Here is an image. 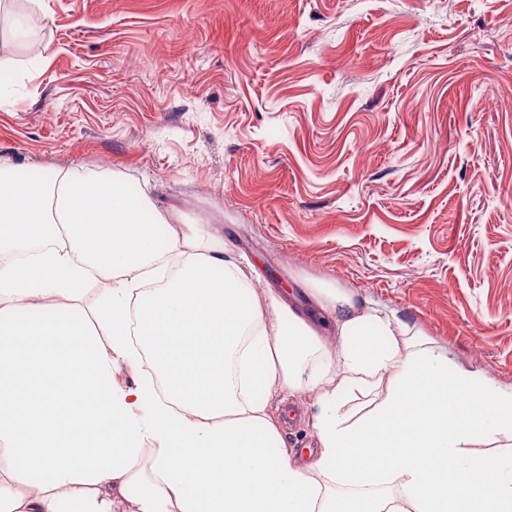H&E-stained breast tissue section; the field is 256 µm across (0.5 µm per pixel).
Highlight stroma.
<instances>
[{"label": "stroma", "mask_w": 512, "mask_h": 512, "mask_svg": "<svg viewBox=\"0 0 512 512\" xmlns=\"http://www.w3.org/2000/svg\"><path fill=\"white\" fill-rule=\"evenodd\" d=\"M43 2L41 60L0 25V164L123 173L257 291L355 292L512 387V0Z\"/></svg>", "instance_id": "obj_1"}]
</instances>
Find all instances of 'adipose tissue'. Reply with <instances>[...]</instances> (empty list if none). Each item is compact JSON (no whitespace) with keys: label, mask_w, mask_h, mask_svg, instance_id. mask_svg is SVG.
I'll use <instances>...</instances> for the list:
<instances>
[{"label":"adipose tissue","mask_w":512,"mask_h":512,"mask_svg":"<svg viewBox=\"0 0 512 512\" xmlns=\"http://www.w3.org/2000/svg\"><path fill=\"white\" fill-rule=\"evenodd\" d=\"M258 279L121 173L0 167V512H512V469L472 449L512 442V389L396 310ZM305 388L300 463L270 400Z\"/></svg>","instance_id":"adipose-tissue-1"}]
</instances>
